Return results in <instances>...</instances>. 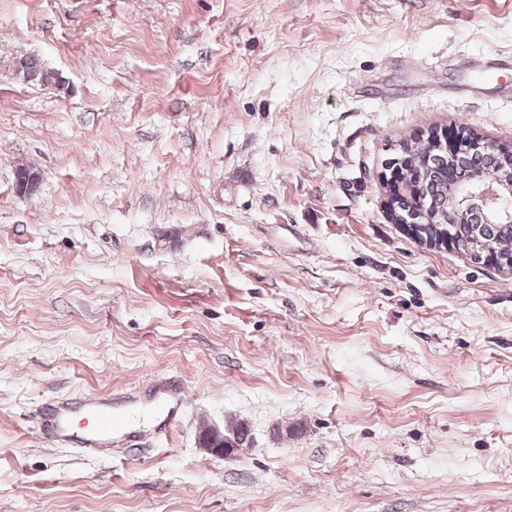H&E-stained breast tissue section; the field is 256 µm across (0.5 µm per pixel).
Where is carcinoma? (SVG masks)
<instances>
[{"instance_id": "obj_1", "label": "carcinoma", "mask_w": 512, "mask_h": 512, "mask_svg": "<svg viewBox=\"0 0 512 512\" xmlns=\"http://www.w3.org/2000/svg\"><path fill=\"white\" fill-rule=\"evenodd\" d=\"M18 74L26 83L41 86H56L62 80L59 73L46 69L32 58L23 60ZM403 147L404 160L396 178L400 188L391 194V210L413 218L420 214L421 203L425 202L433 215V223L427 225L431 236L436 238L448 232L463 239L476 235L492 242L498 257L511 259L512 227L508 224L487 223L476 218L455 224L448 218L457 185L475 176L501 180L504 171L498 157L482 152L471 156L463 152L450 154L444 150L424 149L419 138L404 142Z\"/></svg>"}]
</instances>
